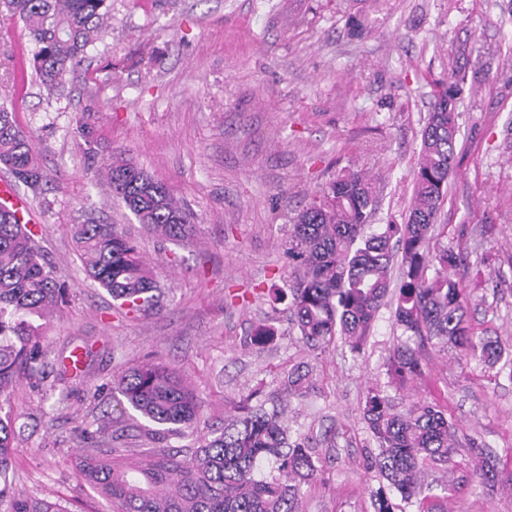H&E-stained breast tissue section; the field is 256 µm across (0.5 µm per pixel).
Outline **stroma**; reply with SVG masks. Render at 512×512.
Listing matches in <instances>:
<instances>
[{
  "instance_id": "obj_1",
  "label": "stroma",
  "mask_w": 512,
  "mask_h": 512,
  "mask_svg": "<svg viewBox=\"0 0 512 512\" xmlns=\"http://www.w3.org/2000/svg\"><path fill=\"white\" fill-rule=\"evenodd\" d=\"M365 26L348 32L350 17ZM34 44L0 23V103L33 133L50 182L16 190L40 217L41 246L67 304L47 322L49 359L90 345L75 379L47 372L41 389L13 388L8 408L32 436L16 442L19 490L66 512H112L76 468L82 430L118 420L102 450L152 447L145 422L121 412L112 382L147 362L175 366L204 401L199 432L223 426L253 389L281 392L300 362L316 391L291 400L292 429L313 431L326 459L301 512H372L379 486L366 466L368 386L401 335L383 306L359 354L343 344L311 351L288 320L286 250L292 218L337 174L376 182L379 224L403 223L412 202L420 134L438 84L468 54L458 100L454 168L440 206L441 245L463 251L457 276L475 335L512 345V0H112L102 38L61 95L40 89ZM93 120L95 154L78 133ZM164 181L198 217L174 245L113 201L100 170L111 154ZM120 225L138 243L163 296L157 310L118 313L76 256L71 227ZM273 326L263 346L252 331ZM411 397L442 406L457 429L455 465L425 477V512H512V373L468 363L455 348H421ZM407 396V397H410ZM406 396L394 393L396 407ZM487 445L494 490L478 486L468 439Z\"/></svg>"
}]
</instances>
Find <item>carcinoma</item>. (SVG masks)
I'll return each mask as SVG.
<instances>
[{"label":"carcinoma","mask_w":512,"mask_h":512,"mask_svg":"<svg viewBox=\"0 0 512 512\" xmlns=\"http://www.w3.org/2000/svg\"><path fill=\"white\" fill-rule=\"evenodd\" d=\"M111 0H0V21L20 20L36 45L33 68L47 97L65 87L111 18ZM465 71L451 72L435 95L421 132L413 172V196L402 224H373L376 187L360 171L336 177L293 217L287 255L291 321L301 341L322 349L335 337L353 353L365 346L388 296L406 340L384 363L387 386L375 384L362 408L378 453L368 468L386 481L372 493L374 512H410L418 502L428 462L448 464L456 435L437 404L411 402L397 410L387 388L405 389L423 373L418 345L436 341L466 351L467 358L503 363L512 375V353L499 340L474 339L468 300L455 271L460 255L433 252L438 212L452 172L459 133L458 95ZM0 166L18 181L41 190L48 185L42 159L15 112L0 103ZM112 197L137 223L163 240L182 241L197 216L168 186L129 160L107 167ZM78 257L87 275L130 310L158 306L161 288L137 243L115 224H74ZM35 225L0 206V399L22 379L40 384L48 367L42 337L32 319L66 303L68 287L54 275L37 242ZM400 276L392 278L395 255ZM288 395L314 389L312 370L298 366L284 381ZM112 390L153 427V440L197 430L203 402L168 364L146 363L113 376ZM238 415L198 439L190 456L171 446L150 448L136 459L102 453L94 445L77 457L84 480L112 500L114 512H300L303 487L318 478L323 458L313 434H292L282 403L260 391L237 407ZM17 417L0 415V512H66L47 498L16 487L11 448ZM473 471L481 484L496 483L495 465L483 445L469 441Z\"/></svg>","instance_id":"obj_1"}]
</instances>
